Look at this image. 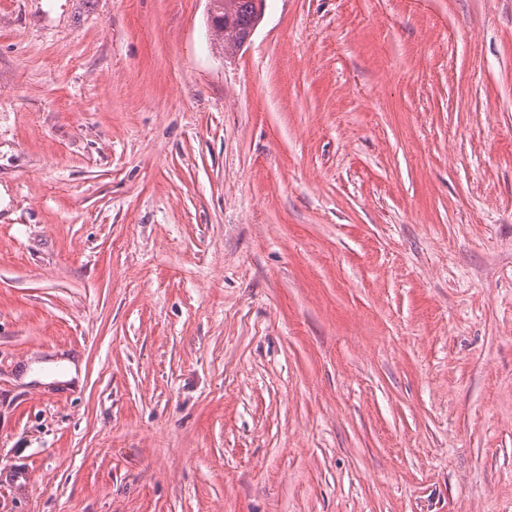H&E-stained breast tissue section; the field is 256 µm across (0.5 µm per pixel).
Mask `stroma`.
Wrapping results in <instances>:
<instances>
[{
  "instance_id": "1",
  "label": "stroma",
  "mask_w": 512,
  "mask_h": 512,
  "mask_svg": "<svg viewBox=\"0 0 512 512\" xmlns=\"http://www.w3.org/2000/svg\"><path fill=\"white\" fill-rule=\"evenodd\" d=\"M210 4L0 0V512H512V0ZM218 3V17L213 4L212 24L216 18V35L222 39L224 50L238 49L248 41L256 25L255 5L262 7L264 0H212ZM251 32V33H250ZM250 33V34H249ZM249 34V36H248ZM248 36V37H247ZM247 37V38H246Z\"/></svg>"
}]
</instances>
